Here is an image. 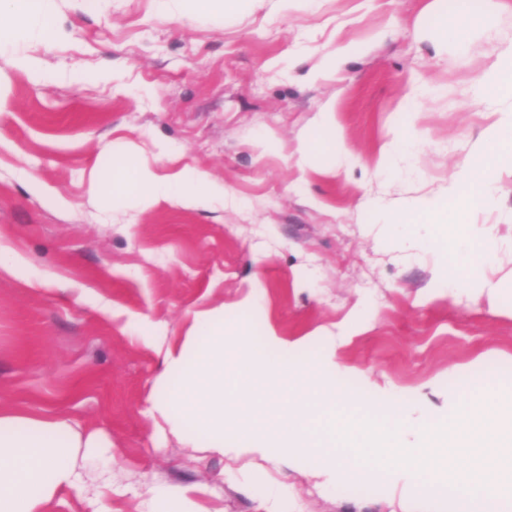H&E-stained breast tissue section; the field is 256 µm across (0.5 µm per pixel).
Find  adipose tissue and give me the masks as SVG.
Here are the masks:
<instances>
[{
	"label": "adipose tissue",
	"instance_id": "obj_1",
	"mask_svg": "<svg viewBox=\"0 0 512 512\" xmlns=\"http://www.w3.org/2000/svg\"><path fill=\"white\" fill-rule=\"evenodd\" d=\"M51 3L0 0V47ZM91 187L115 203L138 197L192 209L224 195L200 170L161 175L125 154ZM229 318L220 306L196 311L183 339L161 349L146 409L159 434H193L223 456L279 458L326 491L354 480L357 460L370 455L397 485L430 473L441 493L435 512H512V385L480 396L456 391L443 419L426 407H397L389 425L375 414V398L365 399L364 413H348L352 396L336 382V354L295 357L294 344L273 331L257 350ZM110 448L104 435L66 419L0 410V512H48L59 494L82 493V460L109 468Z\"/></svg>",
	"mask_w": 512,
	"mask_h": 512
}]
</instances>
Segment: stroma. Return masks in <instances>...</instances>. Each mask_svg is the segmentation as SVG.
Returning <instances> with one entry per match:
<instances>
[{"label": "stroma", "mask_w": 512, "mask_h": 512, "mask_svg": "<svg viewBox=\"0 0 512 512\" xmlns=\"http://www.w3.org/2000/svg\"><path fill=\"white\" fill-rule=\"evenodd\" d=\"M464 0H250L221 19L176 16L162 0H56L43 40L0 53V407L69 419L112 442V512H164L153 486L199 487L204 512H413L429 474L394 491L369 457L361 480L318 491L277 459L231 460L159 440L145 410L160 370L156 338L179 340L192 312L236 310L253 343L268 331L301 356L347 335L338 378L360 395L416 391L435 417L446 386L483 393L512 380V299L497 308L433 294L442 254L400 251L422 225L383 214L440 195L493 112L512 98L474 86L512 43V0H474L489 25L445 37ZM347 55H340L342 47ZM35 58L42 83L16 67ZM333 108L350 161L300 151ZM411 120L423 138L373 176ZM158 172L190 166L223 181L206 209L138 198L118 208L90 190L103 146ZM474 215L497 227L492 280L512 289V169ZM481 361L486 377L472 379Z\"/></svg>", "instance_id": "stroma-1"}]
</instances>
